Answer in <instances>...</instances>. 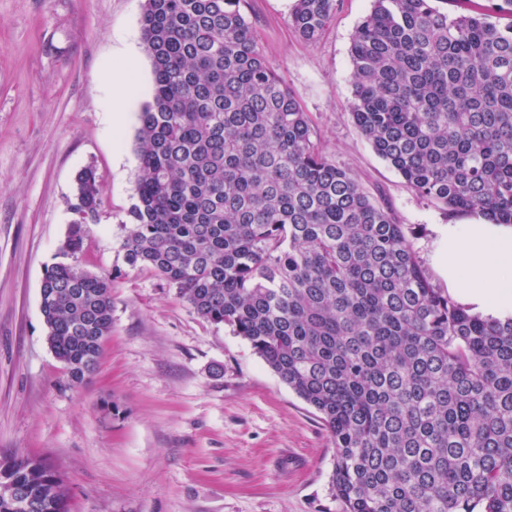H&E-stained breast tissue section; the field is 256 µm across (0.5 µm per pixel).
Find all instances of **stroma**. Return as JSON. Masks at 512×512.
<instances>
[{
  "instance_id": "obj_1",
  "label": "stroma",
  "mask_w": 512,
  "mask_h": 512,
  "mask_svg": "<svg viewBox=\"0 0 512 512\" xmlns=\"http://www.w3.org/2000/svg\"><path fill=\"white\" fill-rule=\"evenodd\" d=\"M294 0H245L273 71L325 151L403 224L440 288L448 215L380 158L351 115L350 46L373 0H338L322 37L290 27ZM143 0H0V460H41L71 512H336V454L320 414L229 327L131 267L122 226L139 171L138 115L153 94ZM139 73L124 130L112 84L125 50ZM94 166L100 221L78 265L112 277V332L97 372L72 383L46 340L40 287L59 262L75 177Z\"/></svg>"
}]
</instances>
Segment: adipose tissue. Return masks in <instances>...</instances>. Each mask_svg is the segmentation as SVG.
I'll list each match as a JSON object with an SVG mask.
<instances>
[{"label": "adipose tissue", "mask_w": 512, "mask_h": 512, "mask_svg": "<svg viewBox=\"0 0 512 512\" xmlns=\"http://www.w3.org/2000/svg\"><path fill=\"white\" fill-rule=\"evenodd\" d=\"M444 242L439 264L452 295L475 312L512 316V226L452 223Z\"/></svg>", "instance_id": "1"}]
</instances>
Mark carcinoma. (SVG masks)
<instances>
[{"mask_svg":"<svg viewBox=\"0 0 512 512\" xmlns=\"http://www.w3.org/2000/svg\"><path fill=\"white\" fill-rule=\"evenodd\" d=\"M374 0L350 55L352 116L379 157L450 215L512 224V0ZM242 0H144L152 100L122 248L226 325L330 432L336 512H512V317L471 312L423 270L393 209L321 147L267 64ZM337 0H296L307 43ZM76 176L63 255L100 221ZM46 340L70 380L97 370L112 278L68 263L41 283ZM28 512H69L38 460L3 466Z\"/></svg>","mask_w":512,"mask_h":512,"instance_id":"carcinoma-1","label":"carcinoma"}]
</instances>
